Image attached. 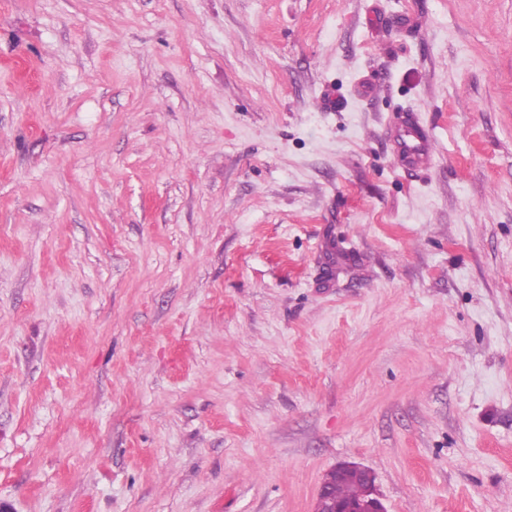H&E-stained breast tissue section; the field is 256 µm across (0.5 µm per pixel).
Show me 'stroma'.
Instances as JSON below:
<instances>
[{"label": "stroma", "mask_w": 512, "mask_h": 512, "mask_svg": "<svg viewBox=\"0 0 512 512\" xmlns=\"http://www.w3.org/2000/svg\"><path fill=\"white\" fill-rule=\"evenodd\" d=\"M345 462L512 512V0H0V512ZM396 139L404 164L412 167H425L431 163V143L416 124L407 123L398 127Z\"/></svg>", "instance_id": "1"}]
</instances>
